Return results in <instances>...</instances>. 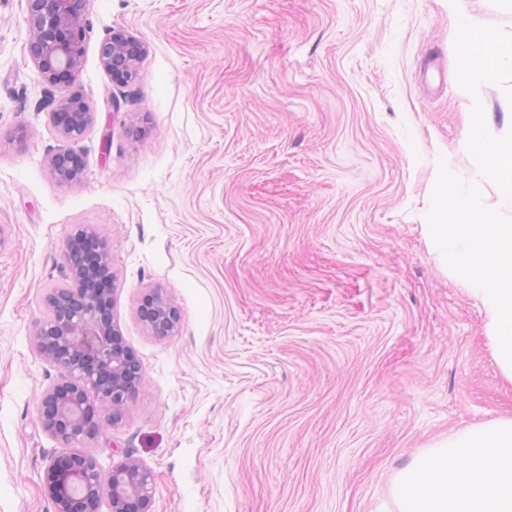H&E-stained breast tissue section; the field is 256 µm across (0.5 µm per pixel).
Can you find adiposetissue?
Here are the masks:
<instances>
[{"mask_svg": "<svg viewBox=\"0 0 512 512\" xmlns=\"http://www.w3.org/2000/svg\"><path fill=\"white\" fill-rule=\"evenodd\" d=\"M457 35L462 86L494 83L505 67H512V36L485 29L462 10ZM466 148L484 158L487 178L502 204L512 208V138L489 139L478 116ZM435 207L446 212L447 221L430 225V234L484 306L497 363L512 380V224L453 190ZM397 506L398 512H512V418L448 436L415 458L399 475Z\"/></svg>", "mask_w": 512, "mask_h": 512, "instance_id": "1", "label": "adipose tissue"}]
</instances>
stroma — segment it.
Wrapping results in <instances>:
<instances>
[{"instance_id":"35a3bbf8","label":"stroma","mask_w":512,"mask_h":512,"mask_svg":"<svg viewBox=\"0 0 512 512\" xmlns=\"http://www.w3.org/2000/svg\"><path fill=\"white\" fill-rule=\"evenodd\" d=\"M85 25L67 88L95 119L63 140L25 2L0 0V512H53L38 398L59 371L32 334L78 224L142 367L82 449L138 459L154 512H398L414 458L512 418L484 307L427 232L451 187L512 221L463 147L477 114L512 137V70L460 87L448 0H90ZM115 28L147 45L127 85L99 61ZM63 150L80 185L47 168ZM156 286L181 312L163 340L137 314Z\"/></svg>"}]
</instances>
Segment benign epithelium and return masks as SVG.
Here are the masks:
<instances>
[{"label": "benign epithelium", "mask_w": 512, "mask_h": 512, "mask_svg": "<svg viewBox=\"0 0 512 512\" xmlns=\"http://www.w3.org/2000/svg\"><path fill=\"white\" fill-rule=\"evenodd\" d=\"M29 23V57L42 80L55 87L63 72L78 70L87 37L84 16L89 0H25ZM144 42L124 29L112 30L99 46L103 69L120 84L133 82ZM94 113L79 93L59 97L50 122L57 135L75 139L92 124ZM61 182L79 180L80 159L55 153L48 159ZM65 254L73 285L46 298L55 316L33 335L37 354L60 369L57 381L39 396V421L65 452L51 458L43 489L54 512H153V476L137 459L105 473L97 458L71 451L74 444L98 438L122 418L127 399L141 381V365L112 320L111 291L98 287L112 276L105 243L90 225H79L67 237ZM150 333L164 338L176 332L180 315L161 288H151L139 307Z\"/></svg>", "instance_id": "7a95c632"}]
</instances>
